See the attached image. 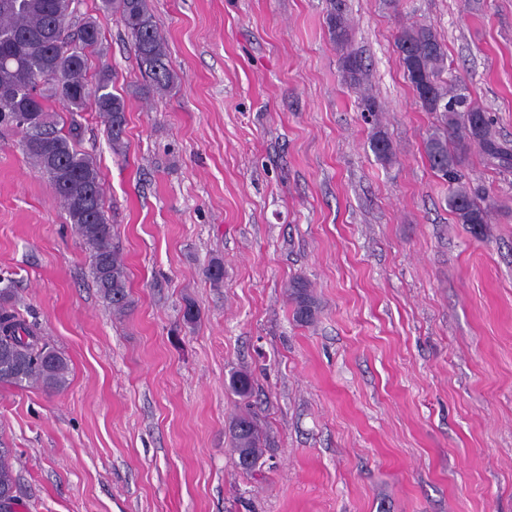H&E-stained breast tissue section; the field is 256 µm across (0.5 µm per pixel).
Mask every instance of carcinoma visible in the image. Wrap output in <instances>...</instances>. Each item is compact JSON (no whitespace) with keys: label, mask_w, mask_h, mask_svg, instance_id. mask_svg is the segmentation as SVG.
<instances>
[{"label":"carcinoma","mask_w":512,"mask_h":512,"mask_svg":"<svg viewBox=\"0 0 512 512\" xmlns=\"http://www.w3.org/2000/svg\"><path fill=\"white\" fill-rule=\"evenodd\" d=\"M74 0H0V87L12 95L0 99V127L22 133V151L61 200L70 224L91 259L98 292L113 312H126L132 304L126 266L114 242L106 217L103 187L96 161L77 145L80 125L54 111L51 102L68 105L69 112L94 108L106 119V135L115 154L125 152L126 102L112 93L111 70L102 66L89 74L90 58L100 44V23L87 19L76 35H70ZM104 11L119 16L135 47L139 71L149 89L163 92L174 83L175 73L149 0H102ZM330 40L341 52V65L351 84L358 85L362 65L350 50V30L341 6L331 3L326 18ZM412 89L423 81L430 98L418 99L427 112L440 113V125L428 137L425 151L433 170L448 181V207L456 223L473 227L489 223L491 204L461 183L459 169L468 147L479 145L487 162L498 169L512 168V143L500 139L487 112L471 100L464 84L452 87L442 79L446 53L429 27L403 30L396 38ZM25 118L33 134L22 132ZM457 140L448 149V136ZM382 162H391L388 140L378 134L370 143ZM13 288H0V385L23 388L30 384L54 394L69 384V363L59 351L41 342L34 328L11 306ZM294 318L309 323L316 302L308 284L295 280L290 289ZM233 391L246 398L252 379L235 372ZM232 451L239 465L253 470L261 458V436L256 418L245 413L231 426ZM11 449L0 447V512H18L20 499L10 463Z\"/></svg>","instance_id":"carcinoma-1"}]
</instances>
